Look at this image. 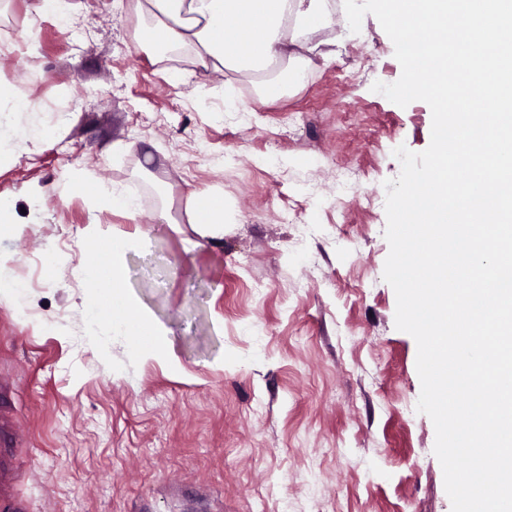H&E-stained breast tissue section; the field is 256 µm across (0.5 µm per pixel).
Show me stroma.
Listing matches in <instances>:
<instances>
[{
  "label": "stroma",
  "mask_w": 512,
  "mask_h": 512,
  "mask_svg": "<svg viewBox=\"0 0 512 512\" xmlns=\"http://www.w3.org/2000/svg\"><path fill=\"white\" fill-rule=\"evenodd\" d=\"M36 2L0 0V86L50 129L0 162V278L24 289L0 301V413L33 512H451L383 279L393 151L425 150L432 113L373 92L402 73L378 20L352 33L333 0L329 60L263 104L183 49L157 61L148 0ZM78 181L145 206L97 210ZM209 190L224 235L192 250L187 200ZM92 225L144 240L126 287L161 355L82 336L87 289H110Z\"/></svg>",
  "instance_id": "stroma-1"
}]
</instances>
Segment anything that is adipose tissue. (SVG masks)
<instances>
[{"label": "adipose tissue", "instance_id": "adipose-tissue-1", "mask_svg": "<svg viewBox=\"0 0 512 512\" xmlns=\"http://www.w3.org/2000/svg\"><path fill=\"white\" fill-rule=\"evenodd\" d=\"M168 23L146 33L156 59H165L171 47L186 45L193 64L213 73L259 75L275 63L289 67L288 85L264 86V98L282 96L285 87L305 88L304 75L316 59H328L315 34L332 21L325 0H149ZM37 103L17 105L12 92L0 88V159L35 151L47 133ZM187 214L201 238L224 233V198L215 192L195 194ZM95 238L101 265L111 282V294L82 303L86 333L97 341L135 348L144 355L158 351L165 328L136 306L128 291L119 288L127 252L140 247L139 239L108 237L88 229Z\"/></svg>", "mask_w": 512, "mask_h": 512}]
</instances>
